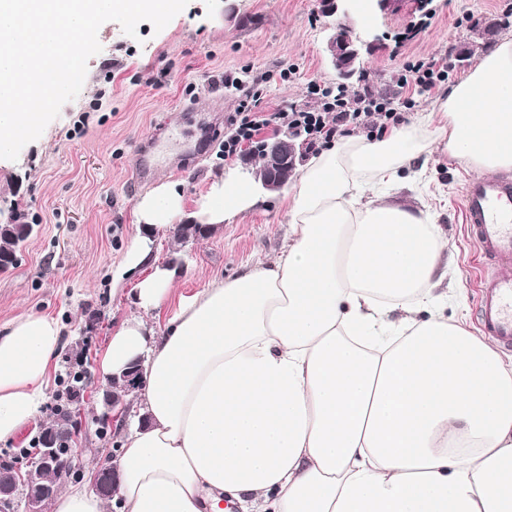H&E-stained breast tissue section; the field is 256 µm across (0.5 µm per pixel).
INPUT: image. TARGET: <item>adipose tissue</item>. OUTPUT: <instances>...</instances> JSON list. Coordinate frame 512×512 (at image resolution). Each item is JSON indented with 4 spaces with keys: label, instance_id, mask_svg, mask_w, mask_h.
Returning <instances> with one entry per match:
<instances>
[{
    "label": "adipose tissue",
    "instance_id": "1",
    "mask_svg": "<svg viewBox=\"0 0 512 512\" xmlns=\"http://www.w3.org/2000/svg\"><path fill=\"white\" fill-rule=\"evenodd\" d=\"M465 169L512 171V38L410 126L351 134L311 158L285 197L271 262L172 298L154 236L180 208L164 184L137 204L115 280H139L143 316L118 324L104 375L144 357L149 418L114 462L118 512H512V359L436 304L447 240L431 214L368 195L400 186L424 148ZM220 176L199 209L215 226L261 204ZM61 328L26 314L0 328V443L33 424Z\"/></svg>",
    "mask_w": 512,
    "mask_h": 512
}]
</instances>
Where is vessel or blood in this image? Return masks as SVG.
Instances as JSON below:
<instances>
[{
    "label": "vessel or blood",
    "instance_id": "b4317fda",
    "mask_svg": "<svg viewBox=\"0 0 512 512\" xmlns=\"http://www.w3.org/2000/svg\"><path fill=\"white\" fill-rule=\"evenodd\" d=\"M479 261L493 260V271L479 269L478 324L481 331L512 347V179L488 175L471 181L462 208Z\"/></svg>",
    "mask_w": 512,
    "mask_h": 512
}]
</instances>
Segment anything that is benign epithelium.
I'll use <instances>...</instances> for the list:
<instances>
[{
	"instance_id": "7a95c632",
	"label": "benign epithelium",
	"mask_w": 512,
	"mask_h": 512,
	"mask_svg": "<svg viewBox=\"0 0 512 512\" xmlns=\"http://www.w3.org/2000/svg\"><path fill=\"white\" fill-rule=\"evenodd\" d=\"M400 2L402 0H320L323 13L343 18L332 27L325 47L342 86L347 87L360 77L367 37L373 33L372 28L358 25L356 12L372 16L391 10ZM297 150V138L288 133H277L269 138L265 154L259 157L264 190L276 193L299 175ZM142 371L143 359L138 357L109 378L110 390L103 396V415L112 420L121 417L125 407L122 406L123 395L115 391V381L123 379L132 390L140 385ZM74 467V457L59 456L52 448V440L48 439L35 466L23 472L0 470V503L12 512H45L46 503L66 485V476ZM117 482L116 466L112 464V456L107 455L97 467L91 487L98 496L109 499L116 492Z\"/></svg>"
}]
</instances>
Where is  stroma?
<instances>
[{"mask_svg":"<svg viewBox=\"0 0 512 512\" xmlns=\"http://www.w3.org/2000/svg\"><path fill=\"white\" fill-rule=\"evenodd\" d=\"M430 16H415L410 0L397 11L378 15L385 38L363 57L364 79L358 92L398 95L397 75L404 63L436 57L448 67L447 81L417 96L403 110L405 124L415 122L436 95L470 72L474 61L461 62L458 51L474 31H483V47L512 37V0H435ZM333 23L319 0H189L161 31L141 22L136 36L108 21L98 30L102 46L89 58L78 97L65 103L41 136L24 146L17 160L0 159V197H15L34 232L19 262L0 271V327L27 313L58 320L63 345L54 361L42 418H49L67 385L70 364L81 362L90 373L78 407L85 429L73 448L84 475H91L100 448H111L96 434L95 420L107 383L100 371L113 326L145 315L162 330L181 299L195 295L216 278L237 277L246 266L279 256L286 244L288 213L282 194H265L257 209L206 228L180 245L171 232L154 243L157 264H175L179 278L168 307L143 314L134 281L112 284L118 265L137 232L135 208L150 187L134 172L137 150L156 139L155 156L165 168L162 183L176 184L182 209L175 221L195 223L201 199L222 170L251 176L253 164H225L212 139L214 126L235 111L238 101L224 87L228 73L256 74L292 65L291 81L265 89L261 108L276 112L310 108L308 83L336 86L325 46ZM475 172L438 149L422 153L403 187L390 201L428 209L440 224L448 247L441 290L448 296L449 319L477 331L476 251L462 222L463 194Z\"/></svg>","mask_w":512,"mask_h":512,"instance_id":"stroma-1","label":"stroma"}]
</instances>
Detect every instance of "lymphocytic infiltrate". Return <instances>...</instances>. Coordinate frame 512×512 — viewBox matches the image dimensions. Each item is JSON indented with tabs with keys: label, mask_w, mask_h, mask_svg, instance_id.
<instances>
[{
	"label": "lymphocytic infiltrate",
	"mask_w": 512,
	"mask_h": 512,
	"mask_svg": "<svg viewBox=\"0 0 512 512\" xmlns=\"http://www.w3.org/2000/svg\"><path fill=\"white\" fill-rule=\"evenodd\" d=\"M293 67L279 69L276 74H261L242 79L228 74L224 77L225 88L235 90L239 104L224 124V157L232 160L243 156L245 151L261 145L260 133L264 128H287L297 132L307 151L316 152L347 133L349 128H366L377 124L381 128L401 122L392 99L369 94L355 95L341 88L310 85L309 95L316 100L313 108L306 110H281L264 112L260 104L264 90L272 79L289 81ZM446 68L433 58H421L407 62L398 77V85L406 92L404 106H411L416 95L431 91L438 82L444 81Z\"/></svg>",
	"instance_id": "f902f5d3"
}]
</instances>
